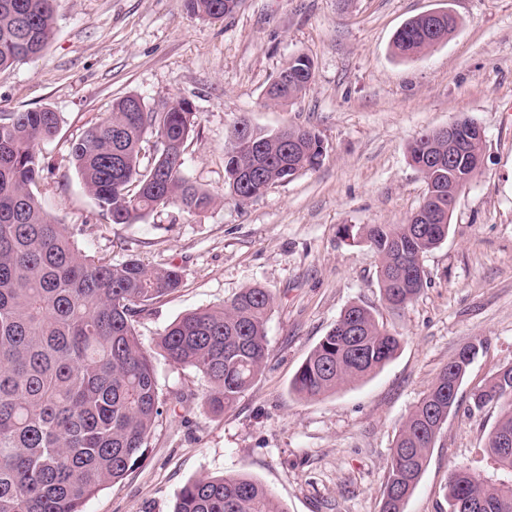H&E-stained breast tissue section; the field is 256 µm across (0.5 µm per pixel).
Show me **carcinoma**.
<instances>
[{"mask_svg": "<svg viewBox=\"0 0 512 512\" xmlns=\"http://www.w3.org/2000/svg\"><path fill=\"white\" fill-rule=\"evenodd\" d=\"M190 14L221 19L239 0H185ZM55 0H0V71L41 54L55 36ZM454 16L420 14L394 34L392 51L417 58L448 40ZM314 62L295 55L265 90L277 105L306 93ZM467 150L448 165V139L434 129L407 146L409 164L427 192L404 224L346 225L344 237L368 244L379 257L385 305L395 311L424 288L420 259L448 237V203L460 181L474 180L484 144L461 117ZM59 115L48 107L0 113V512H83L85 503L122 480L145 456L163 413L152 355L135 323L157 299L179 288L176 267L148 268L137 259L100 262L82 254L64 224L51 220L33 187L44 170L37 145L55 135ZM196 113L177 100L161 110L135 95L115 99L110 112L71 145L75 171L112 224H135L175 206L195 214L218 198L184 175L182 147L195 131ZM155 134L161 151L142 165V143ZM323 161L319 134L305 126L267 132L242 116L224 149L225 195L245 204ZM273 298L258 285L221 307L190 311L173 321L156 346L175 365L209 383L215 414L232 408L262 372L266 323ZM401 338L370 309L347 307L297 370L292 391L317 399L363 381L391 361ZM484 349L477 339L438 373L432 387L401 423L390 451L382 512L403 506L425 470L430 449L457 408L470 365ZM497 404L501 413L486 453L499 475L459 467L448 478V512H512V364L470 397V409ZM172 512H288L272 492L246 474L201 476L177 493Z\"/></svg>", "mask_w": 512, "mask_h": 512, "instance_id": "carcinoma-1", "label": "carcinoma"}]
</instances>
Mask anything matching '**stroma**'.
Returning <instances> with one entry per match:
<instances>
[{
	"label": "stroma",
	"instance_id": "35a3bbf8",
	"mask_svg": "<svg viewBox=\"0 0 512 512\" xmlns=\"http://www.w3.org/2000/svg\"><path fill=\"white\" fill-rule=\"evenodd\" d=\"M440 9L459 20L448 40L416 59L394 57L396 30ZM299 53L315 64L310 90L267 105L265 87ZM129 94L150 108L190 103L197 126L183 146L184 173L219 196L217 206L170 207L136 224L102 217L70 147ZM41 107L60 117L55 137L37 147L44 169L34 192L50 216L85 255L182 272L180 287L140 316L145 344L177 317L249 286L274 298L265 367L224 414L209 411L199 374L154 351L167 409L144 461L85 512H172L188 480L239 472L266 484L288 512H381L399 426L477 338L485 347L404 512H448L455 467L490 472L485 448L500 408L468 405L474 388L512 363V0H239L219 20L192 17L184 0H56L51 44L0 71V112ZM463 114L484 129L482 169L460 193L447 239L422 259L420 295L391 310L376 254L342 227L406 223L426 192L408 143ZM243 115L266 130L313 128L322 164L248 204L225 198V137ZM353 303L400 334L398 354L364 381L299 398L290 389L296 371Z\"/></svg>",
	"mask_w": 512,
	"mask_h": 512
}]
</instances>
